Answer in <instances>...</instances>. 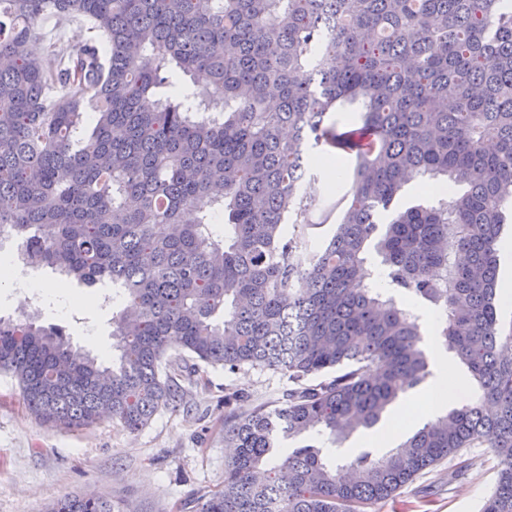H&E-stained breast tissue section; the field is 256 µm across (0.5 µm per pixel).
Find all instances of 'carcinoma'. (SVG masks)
Instances as JSON below:
<instances>
[{"label":"carcinoma","instance_id":"obj_1","mask_svg":"<svg viewBox=\"0 0 512 512\" xmlns=\"http://www.w3.org/2000/svg\"><path fill=\"white\" fill-rule=\"evenodd\" d=\"M96 36L39 53L38 25ZM189 77L171 94L172 78ZM359 105L353 129L329 114ZM317 150L349 161L338 224L310 245ZM444 178L432 206L394 202ZM512 211V0H0V243L82 286L110 284L112 362L63 329L0 316V370L67 427L130 432L187 397L182 363L288 375L281 405L224 395V489L197 512H369L423 471L487 446L482 512H512V330L498 316ZM224 218V234L211 224ZM481 395L398 447L330 462L312 433L375 427L431 375L420 316ZM290 353H281L290 322ZM46 512H112L68 496Z\"/></svg>","mask_w":512,"mask_h":512}]
</instances>
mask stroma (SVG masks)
Wrapping results in <instances>:
<instances>
[{
    "label": "stroma",
    "instance_id": "1",
    "mask_svg": "<svg viewBox=\"0 0 512 512\" xmlns=\"http://www.w3.org/2000/svg\"><path fill=\"white\" fill-rule=\"evenodd\" d=\"M343 190L319 192L312 214V246H320L339 222L345 202ZM24 277L0 286V315L20 317L39 313L43 325L62 327L74 348L104 356L112 352V314L118 303H84L82 289L61 300L53 296L33 302ZM431 375L409 390L385 415L395 423L412 404H423L415 427H422L438 411L427 404L441 374L458 381L463 397L474 389L466 369L432 334H425ZM287 374L261 367L228 371L221 366H199L192 376L187 402L158 412L138 432L105 418L83 428L55 426L39 420L28 408L17 380L0 371V512H44L47 504L67 495H93L111 501L114 512H191L192 502L224 488V392H243L240 410L258 405L278 407L292 388ZM402 435L378 429L354 434L342 444L317 436L327 455L345 460L361 452L382 454ZM467 458L481 460L480 470L456 474L448 459L377 512H481L497 481L493 449L471 448Z\"/></svg>",
    "mask_w": 512,
    "mask_h": 512
}]
</instances>
